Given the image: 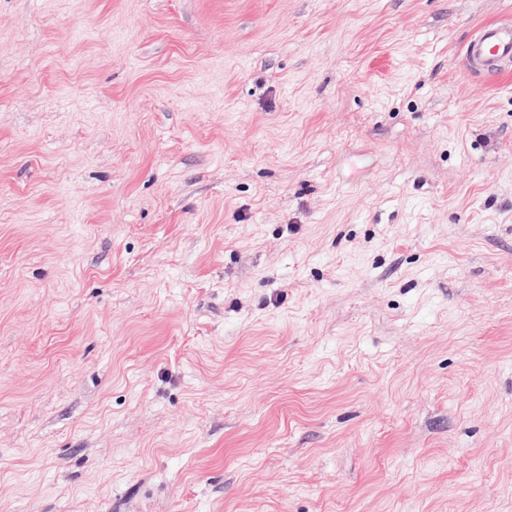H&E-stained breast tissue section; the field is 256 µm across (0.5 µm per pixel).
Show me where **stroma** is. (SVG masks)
Masks as SVG:
<instances>
[{
    "label": "stroma",
    "mask_w": 512,
    "mask_h": 512,
    "mask_svg": "<svg viewBox=\"0 0 512 512\" xmlns=\"http://www.w3.org/2000/svg\"><path fill=\"white\" fill-rule=\"evenodd\" d=\"M512 0H0V512H512ZM465 61L473 72L493 73L512 65V22L488 21L465 45Z\"/></svg>",
    "instance_id": "obj_1"
}]
</instances>
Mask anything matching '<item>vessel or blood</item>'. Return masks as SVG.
<instances>
[{"label": "vessel or blood", "mask_w": 512, "mask_h": 512, "mask_svg": "<svg viewBox=\"0 0 512 512\" xmlns=\"http://www.w3.org/2000/svg\"><path fill=\"white\" fill-rule=\"evenodd\" d=\"M465 61L474 72L493 73L512 66V22L488 21L465 45Z\"/></svg>", "instance_id": "b4317fda"}]
</instances>
